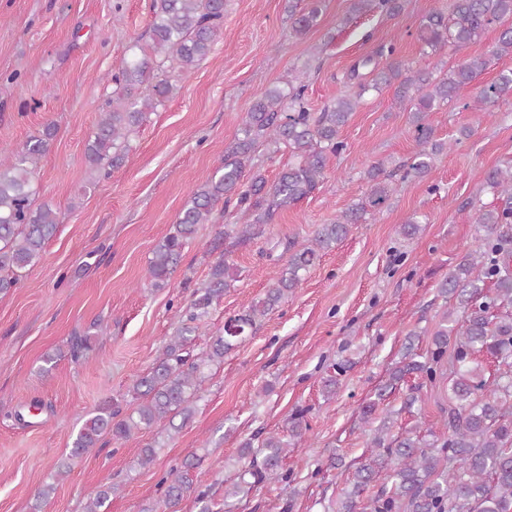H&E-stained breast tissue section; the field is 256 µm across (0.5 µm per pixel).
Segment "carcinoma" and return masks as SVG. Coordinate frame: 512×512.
I'll return each instance as SVG.
<instances>
[{"label": "carcinoma", "mask_w": 512, "mask_h": 512, "mask_svg": "<svg viewBox=\"0 0 512 512\" xmlns=\"http://www.w3.org/2000/svg\"><path fill=\"white\" fill-rule=\"evenodd\" d=\"M322 0H312L307 11L290 13L291 30L303 35L322 14ZM356 11L376 10L393 16L400 0H354ZM150 25L153 54L128 48L122 67L111 73L112 96L105 100L96 128L86 148V158L98 180L111 176L128 153V135L142 125L147 115L174 92L167 69L187 76L208 56L224 24V0H153ZM512 0H453L450 16L429 14L422 23V54L429 56L450 44L464 48L493 25L498 37L485 55L467 57L448 75L436 77L427 69H407L397 59L396 41L356 61L349 79L354 90L320 112L307 100L308 85L299 74L289 76L285 86L262 92L247 111L232 146L224 155V166L206 176L192 191L190 201L179 212L174 231L153 251L148 277L156 285L165 282L179 265L183 251L194 239L197 226L206 224L215 206H234L249 216V223L233 225L224 237L251 240L264 233V225L275 216L313 193L325 176L327 157L345 149L339 133L366 93L396 85L397 100L409 106L418 145L413 162L403 177H422L431 167L433 155L442 145L432 142L426 123L428 113L455 100L492 60L512 56ZM512 94V69L478 92L475 109L482 119L500 99ZM55 136V125L47 124L18 149L0 153V295L6 296L20 283L45 245L55 237L59 224L48 205H35L33 175ZM291 151L294 161L283 167L273 183H267L261 164L255 161L258 142ZM384 173L377 163L367 171L372 182L365 204L348 209L332 224H322L313 240L285 245L288 258L276 272L263 297L224 322V335L216 337L205 351H195L192 336L213 303L230 286L231 266L221 257L211 268L208 283L193 292L181 325L170 337L150 371L135 379L132 392L138 405L129 413L115 404L104 407L83 424L72 441L68 459L58 465L52 482L38 492L32 512L55 491V480L67 473L68 460L97 447L102 437L127 439L161 421L178 432L195 414L194 403L202 390L206 371L224 358V353L252 333L259 319L273 311L298 286L302 277L319 262L322 253L344 239L353 224L364 218L367 208H381L389 190L380 181ZM484 185L500 204L482 207L469 216L483 232L477 249L448 273L440 293L451 295L457 307L440 316L424 356L408 344L400 365L392 371L388 388L363 408L369 422L377 401L386 397L408 375L430 383L448 367V408L443 410L444 431L416 429L397 436L389 427L375 430L365 463L357 468L351 491L332 512H512V168L496 167L485 176ZM488 354L497 362L493 379L486 378L478 360ZM351 362L342 360L326 381L325 391L336 393L340 376ZM308 410L298 409L288 419V432L300 437L310 430ZM253 442L241 443L235 481L224 490V498L247 494L265 484L282 481V460L288 443L270 434L252 451ZM383 480L373 495L367 494L375 478ZM159 506L177 508L192 491L183 476L160 481ZM114 486L104 483L90 493L86 512H101L112 499Z\"/></svg>", "instance_id": "1"}]
</instances>
